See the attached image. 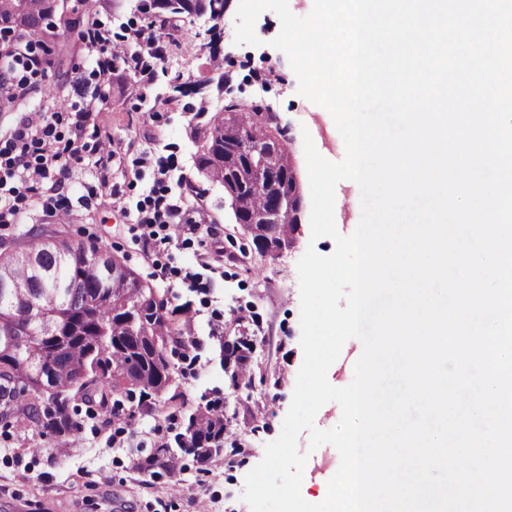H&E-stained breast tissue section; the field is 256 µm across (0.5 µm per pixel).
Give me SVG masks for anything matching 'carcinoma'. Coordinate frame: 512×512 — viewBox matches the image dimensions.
I'll return each instance as SVG.
<instances>
[{"instance_id":"1","label":"carcinoma","mask_w":512,"mask_h":512,"mask_svg":"<svg viewBox=\"0 0 512 512\" xmlns=\"http://www.w3.org/2000/svg\"><path fill=\"white\" fill-rule=\"evenodd\" d=\"M30 5L26 10L23 0H6L0 6V19L29 29L44 22L52 27L48 20L53 0H31ZM227 121L266 151L269 160L288 157L284 136L254 109L206 114L198 132L212 131ZM224 154V140L202 138L199 169L223 184L225 192H238L245 215H275L274 223L255 226L258 236L275 242L288 238L293 218L280 196L288 192L291 177L280 171L269 186L255 189L248 180L249 156L228 162ZM49 237L61 239L63 231L28 230L0 248V267L12 271V286L0 287V328L16 321L22 300L35 306L23 324L26 332L17 350H0V422L33 424L64 436L76 427L70 414L72 398L103 407L108 394L126 388L135 374L147 376L155 393L164 392L167 345L181 342V336L167 322L162 305L138 331H130L138 320L135 302L151 291L150 285L104 252L68 240L65 255L46 242ZM62 312L69 314L66 326L54 333L46 331V322ZM189 428L192 454L199 461L211 458L209 448L223 441V415L193 416Z\"/></svg>"}]
</instances>
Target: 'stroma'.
<instances>
[{
    "mask_svg": "<svg viewBox=\"0 0 512 512\" xmlns=\"http://www.w3.org/2000/svg\"><path fill=\"white\" fill-rule=\"evenodd\" d=\"M166 14L159 0H100L85 25L109 30L117 42L132 29L158 30ZM235 16L232 8L218 19L181 14V36L195 42V55L176 49L154 62L155 79L141 93L130 92L129 70L99 88L100 131L121 149L116 197L84 203L97 183L92 158L67 173V239L108 250L167 296L178 327L192 325L185 352L169 356L172 382L162 395L141 402L116 391L106 408L78 404L79 428L63 437L0 423V512H250L242 498L244 479L262 460L265 445L279 436L303 361L297 262L310 246L323 256L335 250L332 238L311 236L302 135L310 133L329 161H342L346 150L331 114L299 94L287 56L272 47L281 28L277 15L266 11L257 18L256 46L235 44ZM52 39L71 49L65 79H58L53 66L43 79L62 83L60 98L51 102L36 91L22 106L0 112V136L9 135L27 112L59 113L57 130L67 134L74 79L98 88L91 49L61 26ZM215 54L224 60L223 71L212 68ZM271 68L277 80H265ZM203 103L213 113L230 105L270 109L286 131L300 183L302 229L297 245L276 258L258 254L223 186L197 169L194 128ZM186 179L203 192L215 234L202 229L156 244L144 256L135 230L138 203L153 190L178 194ZM189 274L198 280L196 290L182 286ZM241 336L254 347L244 376L235 380L220 364L222 345ZM210 402L226 419L222 451L204 462L177 453L172 470L148 466L158 442L173 441ZM309 440V432L300 433L298 448L308 456L301 494L318 503L340 456L329 444L310 449Z\"/></svg>",
    "mask_w": 512,
    "mask_h": 512,
    "instance_id": "obj_1",
    "label": "stroma"
}]
</instances>
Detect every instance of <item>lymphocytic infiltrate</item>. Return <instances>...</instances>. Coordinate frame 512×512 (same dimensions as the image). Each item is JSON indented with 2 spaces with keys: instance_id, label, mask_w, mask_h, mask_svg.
Listing matches in <instances>:
<instances>
[{
  "instance_id": "f902f5d3",
  "label": "lymphocytic infiltrate",
  "mask_w": 512,
  "mask_h": 512,
  "mask_svg": "<svg viewBox=\"0 0 512 512\" xmlns=\"http://www.w3.org/2000/svg\"><path fill=\"white\" fill-rule=\"evenodd\" d=\"M179 32V24L171 18L161 20L159 32L134 29L118 43L100 30H89L86 39L95 54L99 84H109L123 67L133 70L138 84L150 83L153 72L141 65V53L164 60L170 47L176 44ZM0 54L16 61L14 67H0V104L10 106L39 84L49 61L46 50L17 43L0 44ZM76 95L70 107L74 120L67 135L57 133L48 116L40 113L23 118L9 138L0 139V224L17 223L27 208V192L35 185L48 187L49 195L42 208L49 216L68 210L65 178L69 165L81 162L89 154L96 158L100 188H109L118 150L106 145L99 133L89 130L99 116L100 96L86 93L81 87ZM137 211L140 240L148 249L157 240H171L173 233H192L210 222L204 207H187L181 196H147Z\"/></svg>"
}]
</instances>
